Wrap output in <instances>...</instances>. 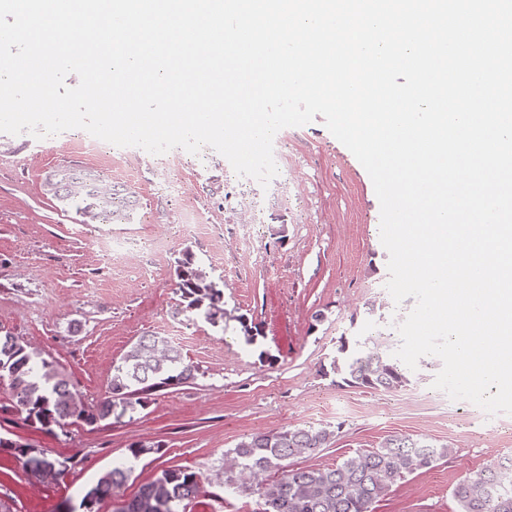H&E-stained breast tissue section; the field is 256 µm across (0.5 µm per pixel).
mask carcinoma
I'll list each match as a JSON object with an SVG mask.
<instances>
[{
	"mask_svg": "<svg viewBox=\"0 0 512 512\" xmlns=\"http://www.w3.org/2000/svg\"><path fill=\"white\" fill-rule=\"evenodd\" d=\"M45 186L64 205L81 217L101 224L129 218L131 200L125 193L104 186L93 172L79 167L57 169ZM180 288L187 301L185 311L202 316L213 326L224 321V287L194 264L190 252L177 260ZM339 356L331 368L345 374V382L366 388L397 389L408 382L397 359L367 348L357 339L341 338ZM195 378L194 367L180 351L143 336L113 366L106 396L86 404L70 389L65 375L40 353L15 337L0 336V380H8L17 404L27 419L46 431L62 428L68 419L94 426L113 417L134 418L153 393ZM333 432L326 427L285 429L258 433L224 452V487L256 494L263 512H372V505L397 482L448 456L449 448L423 439L392 436L380 447L357 451L335 467L285 469L284 461L306 457L328 444ZM0 448H12L27 473L43 480L62 473L66 463L41 449L0 438ZM161 446L134 444L130 454L100 477L76 505L60 512H97L96 506L112 496L133 474L140 457L157 453ZM200 490L197 474L184 469H164L143 484L136 496L117 512H186ZM457 512H512V459L487 466L454 489Z\"/></svg>",
	"mask_w": 512,
	"mask_h": 512,
	"instance_id": "carcinoma-1",
	"label": "carcinoma"
}]
</instances>
